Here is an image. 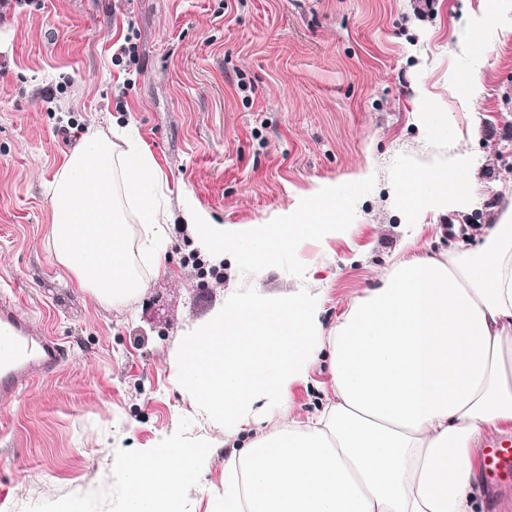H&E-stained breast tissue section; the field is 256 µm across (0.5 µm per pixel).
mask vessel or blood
I'll return each instance as SVG.
<instances>
[{
    "instance_id": "obj_1",
    "label": "vessel or blood",
    "mask_w": 512,
    "mask_h": 512,
    "mask_svg": "<svg viewBox=\"0 0 512 512\" xmlns=\"http://www.w3.org/2000/svg\"><path fill=\"white\" fill-rule=\"evenodd\" d=\"M29 320L20 317L11 306L0 307V335L7 340L0 351V407L8 408L22 390L29 387L35 374L54 372L65 352L49 336H36ZM512 475V439L485 444L480 450V478L491 489L502 486Z\"/></svg>"
}]
</instances>
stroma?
Listing matches in <instances>:
<instances>
[{
	"mask_svg": "<svg viewBox=\"0 0 512 512\" xmlns=\"http://www.w3.org/2000/svg\"><path fill=\"white\" fill-rule=\"evenodd\" d=\"M481 17L478 36L463 17ZM138 64L112 61L129 26ZM482 86L457 94L471 73ZM431 113L429 125L417 115ZM131 124L166 178L216 223L270 224L335 190L348 232L283 253L265 275L197 271L172 231L167 275L135 261L146 293L97 302L47 246L45 191L89 126ZM462 163L471 189L415 226L400 175ZM512 198V0H45L0 16V301L67 352L0 411V512H123L126 453L176 434L213 445L184 512H215L231 454L177 381L183 332L234 294L306 288L331 326L374 287L406 235L416 254L480 235Z\"/></svg>",
	"mask_w": 512,
	"mask_h": 512,
	"instance_id": "obj_1",
	"label": "stroma"
}]
</instances>
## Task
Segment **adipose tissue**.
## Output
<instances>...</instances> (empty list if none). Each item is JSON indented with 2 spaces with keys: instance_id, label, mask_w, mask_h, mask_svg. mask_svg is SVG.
Listing matches in <instances>:
<instances>
[{
  "instance_id": "adipose-tissue-1",
  "label": "adipose tissue",
  "mask_w": 512,
  "mask_h": 512,
  "mask_svg": "<svg viewBox=\"0 0 512 512\" xmlns=\"http://www.w3.org/2000/svg\"><path fill=\"white\" fill-rule=\"evenodd\" d=\"M164 174L127 127H89L48 188V246L65 275L106 305L144 293L131 224L164 274ZM463 170L405 173L402 215L447 210L468 193ZM194 247L265 271L285 249L344 235L335 192L279 224L228 227L180 203ZM321 293L254 291L187 329L179 383L201 414L239 441L224 470L223 512H474L475 450L512 429V202L479 243L400 256L333 326ZM328 365L324 407L292 415L290 387ZM276 417L267 432L253 423ZM208 443L172 439L123 461L125 512H183Z\"/></svg>"
}]
</instances>
